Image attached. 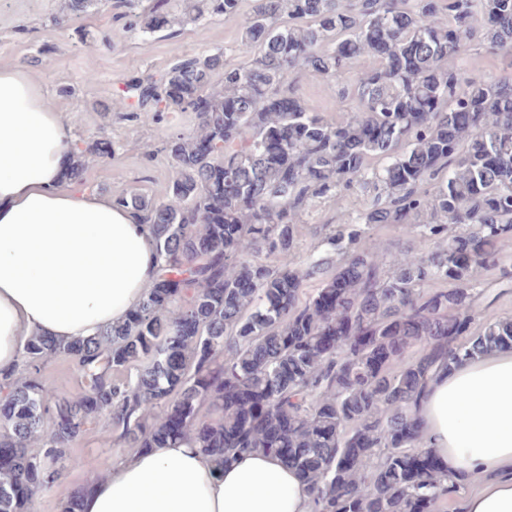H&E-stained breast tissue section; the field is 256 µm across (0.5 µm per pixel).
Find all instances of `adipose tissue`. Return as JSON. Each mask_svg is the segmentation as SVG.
Wrapping results in <instances>:
<instances>
[{"label": "adipose tissue", "mask_w": 512, "mask_h": 512, "mask_svg": "<svg viewBox=\"0 0 512 512\" xmlns=\"http://www.w3.org/2000/svg\"><path fill=\"white\" fill-rule=\"evenodd\" d=\"M72 143L40 81L0 64V369L19 365L28 337L64 344L122 323L156 280L149 225L75 188ZM414 414L442 472L480 479L463 512H512V348L440 371ZM82 512H312V502L276 456L224 466L182 443L109 458Z\"/></svg>", "instance_id": "obj_1"}]
</instances>
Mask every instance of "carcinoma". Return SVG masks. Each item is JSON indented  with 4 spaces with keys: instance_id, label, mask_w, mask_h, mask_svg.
<instances>
[{
    "instance_id": "cac0c4a2",
    "label": "carcinoma",
    "mask_w": 512,
    "mask_h": 512,
    "mask_svg": "<svg viewBox=\"0 0 512 512\" xmlns=\"http://www.w3.org/2000/svg\"><path fill=\"white\" fill-rule=\"evenodd\" d=\"M180 2L178 14L172 0L111 7L154 35L233 16L241 0ZM475 41L512 60V0H253L247 63L216 48L124 81L135 119L197 120L169 134L165 200L117 198L152 226L161 274L125 323L65 346L31 336L25 376L0 371V512H31L16 488L56 484L65 448L104 413L128 448L186 439L225 464L274 454L313 512H437L459 481L419 450L411 401L436 371L512 348V317L471 333L479 273L512 265L497 249L512 237V78L470 70ZM365 55L378 65L352 73ZM301 70L355 108L314 110L287 80ZM112 153L87 145L72 176ZM354 190L371 204L339 213L319 254L292 266L302 214ZM374 224L413 236L389 265L361 246ZM51 354L75 364L79 396L43 384ZM137 363L136 381L119 378Z\"/></svg>"
}]
</instances>
